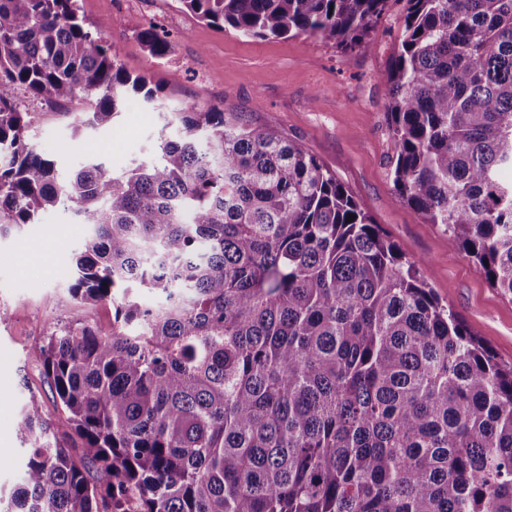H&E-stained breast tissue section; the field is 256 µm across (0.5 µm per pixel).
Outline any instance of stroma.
Returning a JSON list of instances; mask_svg holds the SVG:
<instances>
[{
	"label": "stroma",
	"mask_w": 512,
	"mask_h": 512,
	"mask_svg": "<svg viewBox=\"0 0 512 512\" xmlns=\"http://www.w3.org/2000/svg\"><path fill=\"white\" fill-rule=\"evenodd\" d=\"M78 7L128 73L159 87L166 108L215 106L251 129H271L300 141L403 256L421 262L436 295L497 360L512 364V297L492 288L480 265L449 242L443 225L428 223L394 187L384 92L401 35L399 4L381 19L372 49L346 54L317 37H244L197 20L179 0H78ZM151 23L172 44L161 62L137 41L138 32ZM18 100L23 110L37 113L31 140L53 156L62 174L79 162L88 142L112 169H123L132 159L150 155L163 125L151 106L137 101L126 105L117 127L86 130L80 143L67 117L53 106L25 92ZM85 233L71 211L55 209L43 214L38 229L0 239V306L9 311L8 322L0 324V456L10 460L0 467L4 496L26 462L17 423L29 394L40 397L44 417L60 440L80 445L49 388L40 347L55 324L81 319L107 327L112 322L110 303L80 307L68 293L67 274ZM37 243L43 246L38 260L29 251Z\"/></svg>",
	"instance_id": "1"
}]
</instances>
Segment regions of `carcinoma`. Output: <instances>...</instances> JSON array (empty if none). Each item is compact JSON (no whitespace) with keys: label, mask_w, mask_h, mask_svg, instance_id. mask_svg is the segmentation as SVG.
<instances>
[{"label":"carcinoma","mask_w":512,"mask_h":512,"mask_svg":"<svg viewBox=\"0 0 512 512\" xmlns=\"http://www.w3.org/2000/svg\"><path fill=\"white\" fill-rule=\"evenodd\" d=\"M179 2L243 36L351 52L371 49L389 0ZM403 2L394 186L512 296V0ZM138 39L170 53L152 24ZM20 90L86 102L65 113L77 139L156 99L76 0H0V238L72 210L87 237L68 290L112 302L110 329L46 336L81 447L30 394L0 512H512V365L300 142L190 107L162 113L175 135L151 157L114 171L88 147L60 178Z\"/></svg>","instance_id":"1"}]
</instances>
